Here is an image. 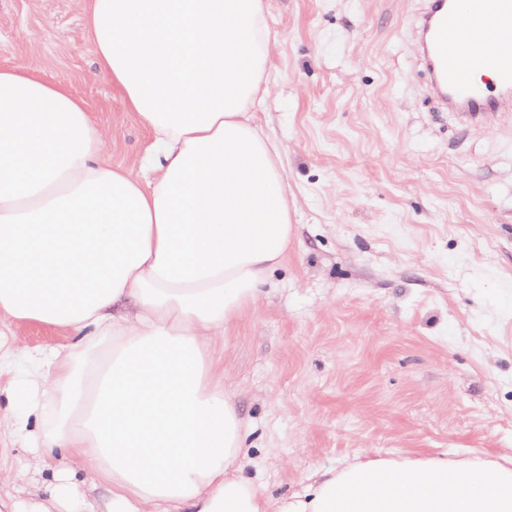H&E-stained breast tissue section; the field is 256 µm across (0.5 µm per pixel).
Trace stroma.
Instances as JSON below:
<instances>
[{
    "instance_id": "obj_1",
    "label": "stroma",
    "mask_w": 512,
    "mask_h": 512,
    "mask_svg": "<svg viewBox=\"0 0 512 512\" xmlns=\"http://www.w3.org/2000/svg\"><path fill=\"white\" fill-rule=\"evenodd\" d=\"M425 0H267L257 118L280 148L295 235L224 334L218 370L248 421L246 477L292 493L344 459L512 452V134L475 132L428 96ZM87 0H0V66L65 82L129 169L150 131L100 74ZM24 437L0 447L52 493ZM78 494L66 512H107Z\"/></svg>"
}]
</instances>
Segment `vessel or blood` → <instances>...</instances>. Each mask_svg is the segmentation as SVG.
Here are the masks:
<instances>
[{
    "mask_svg": "<svg viewBox=\"0 0 512 512\" xmlns=\"http://www.w3.org/2000/svg\"><path fill=\"white\" fill-rule=\"evenodd\" d=\"M420 26L430 90L468 126L512 120V0H428ZM491 73L495 85L477 81Z\"/></svg>",
    "mask_w": 512,
    "mask_h": 512,
    "instance_id": "vessel-or-blood-1",
    "label": "vessel or blood"
}]
</instances>
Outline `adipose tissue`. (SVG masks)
Listing matches in <instances>:
<instances>
[{"mask_svg": "<svg viewBox=\"0 0 512 512\" xmlns=\"http://www.w3.org/2000/svg\"><path fill=\"white\" fill-rule=\"evenodd\" d=\"M265 0H89L102 74L152 134L140 172L65 83L0 67V373L26 434L104 489L109 512H512V465L482 455L342 461L276 496L243 476L246 422L219 338L288 252ZM73 336L9 346L27 322ZM46 422L28 429L30 417Z\"/></svg>", "mask_w": 512, "mask_h": 512, "instance_id": "ef3b65f1", "label": "adipose tissue"}]
</instances>
